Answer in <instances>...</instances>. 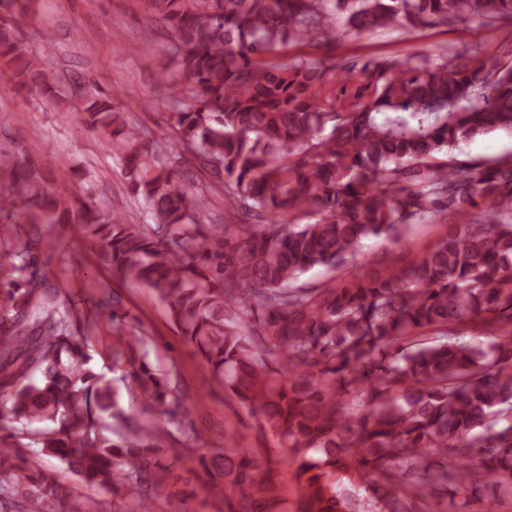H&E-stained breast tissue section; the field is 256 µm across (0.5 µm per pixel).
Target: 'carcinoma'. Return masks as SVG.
Here are the masks:
<instances>
[{"mask_svg": "<svg viewBox=\"0 0 512 512\" xmlns=\"http://www.w3.org/2000/svg\"><path fill=\"white\" fill-rule=\"evenodd\" d=\"M0 0V88L55 96L56 76L14 31L25 10ZM164 23L178 80L164 141L141 143L112 96L75 83L79 122L105 135L132 195L155 223L129 224L19 154L0 158V212L70 224L112 275L152 290L203 363L288 449L302 484L291 509L277 469L232 443L201 459L224 481L225 512H434L442 489L512 499V157L457 168L460 142L512 132V64L479 51L370 58L338 66L288 47H328L336 19L359 35L448 22L495 29L512 0H143ZM178 144L213 176L192 188L163 155ZM224 199L229 215L196 216ZM446 214L427 250L361 272V241L398 240ZM18 271L0 315V498L63 512L66 491L28 464L32 444L90 488L155 512L158 424L125 412L90 366L74 298ZM314 267L335 273L297 288ZM114 295L96 319L116 329L114 364L167 424L187 415L172 378L144 360ZM466 327L477 342H440ZM124 430L115 442L104 422ZM21 427H15V424Z\"/></svg>", "mask_w": 512, "mask_h": 512, "instance_id": "cac0c4a2", "label": "carcinoma"}]
</instances>
